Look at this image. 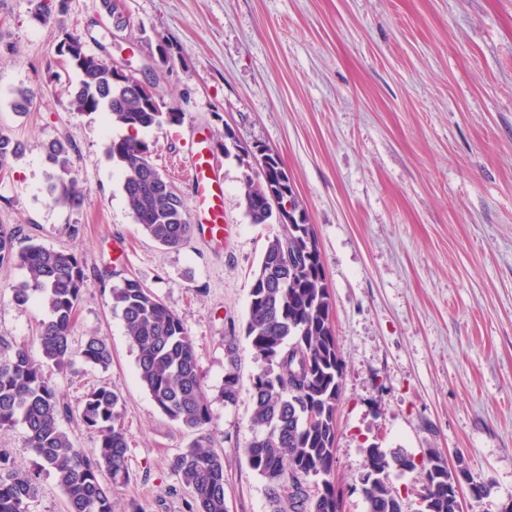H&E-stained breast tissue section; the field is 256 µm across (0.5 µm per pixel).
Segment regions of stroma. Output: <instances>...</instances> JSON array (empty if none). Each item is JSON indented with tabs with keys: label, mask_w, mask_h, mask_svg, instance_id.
<instances>
[{
	"label": "stroma",
	"mask_w": 512,
	"mask_h": 512,
	"mask_svg": "<svg viewBox=\"0 0 512 512\" xmlns=\"http://www.w3.org/2000/svg\"><path fill=\"white\" fill-rule=\"evenodd\" d=\"M37 3L0 0V132L23 148L0 170V225L16 249L36 242L83 261L74 336H104L112 364L78 359L51 377L74 406L104 380L125 398L130 480L113 512L133 501L144 512H187L191 499L172 460L193 436L140 385L136 351L111 310V289L127 278L185 320L230 512H272L244 455L259 363L240 330L253 273L281 227L249 222L245 169L219 153L233 244L196 234L165 249L143 234L106 156L125 131L106 113L68 111L77 77L58 53L60 30L33 20ZM67 9L70 24L92 28L86 51L106 61L137 72L168 47L158 90L184 118L142 136L185 201L193 190L175 166L198 137L215 141L229 124L280 157L315 230L345 363L335 475L345 512H366L373 445L418 460L441 449L493 483L469 512H501L512 502V0H122L117 44L101 0H67ZM19 88L35 92L23 113L13 107ZM59 136L88 194L78 210L46 193V146ZM26 278L19 265L0 266V340L33 346L47 311L13 301L11 286ZM231 366L232 405L220 395Z\"/></svg>",
	"instance_id": "obj_1"
}]
</instances>
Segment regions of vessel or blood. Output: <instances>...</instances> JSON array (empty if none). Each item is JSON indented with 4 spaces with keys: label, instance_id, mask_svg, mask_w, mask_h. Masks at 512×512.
I'll use <instances>...</instances> for the list:
<instances>
[{
    "label": "vessel or blood",
    "instance_id": "1",
    "mask_svg": "<svg viewBox=\"0 0 512 512\" xmlns=\"http://www.w3.org/2000/svg\"><path fill=\"white\" fill-rule=\"evenodd\" d=\"M187 177L194 189V214L211 240L229 245L236 235V227L230 224L224 212V182L216 173L211 153L201 143H193Z\"/></svg>",
    "mask_w": 512,
    "mask_h": 512
}]
</instances>
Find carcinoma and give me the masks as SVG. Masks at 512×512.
Wrapping results in <instances>:
<instances>
[{
    "label": "carcinoma",
    "instance_id": "1",
    "mask_svg": "<svg viewBox=\"0 0 512 512\" xmlns=\"http://www.w3.org/2000/svg\"><path fill=\"white\" fill-rule=\"evenodd\" d=\"M35 15L37 22L54 21L64 38L59 52L77 75L68 91L72 112H107L112 124L131 134L112 139L109 160L123 173V191L141 231L164 248H178L193 234L189 212L177 187L154 165V145L138 131L179 123L183 113L166 108L143 88L112 80V64L92 55L89 62L81 37L69 31L58 2ZM215 149L238 159L248 148L227 136ZM73 146L52 141L47 159L52 171L47 192L52 203L79 209L85 193L73 172ZM19 155V148L0 133V169ZM265 166L244 173V207L255 225L279 224L280 235L269 239L250 289L248 315L242 332L260 361L253 377L252 425L259 434L245 448L249 467L265 482L273 512H336V412L341 395L344 360L330 317V295L314 227L299 208L279 157L264 149ZM278 206L269 204L270 193ZM15 263L28 279L11 287L12 299H32L47 309L36 357L26 344L11 347L0 359V430L22 426L34 454L33 468L19 471L11 456L0 451V512H30L40 495V476L54 477L62 491L65 512H113L112 500L129 480L128 435L121 423L125 402L109 382L88 390L80 401V420L99 434L91 452L75 446L62 427L71 407L48 374L63 371L78 356L103 370L112 364V350L91 333L74 346L73 329L87 276L73 252L32 243L14 251L13 233L0 226V265ZM112 311L121 315L137 351L141 386L159 410L197 438L174 457L172 468L192 492L188 512H228L224 492V455L209 445L204 430L210 410L193 340L184 319L168 308L137 279L112 288ZM239 378L234 368L224 375V402L234 404ZM368 460L386 458L392 470L417 472L421 483L419 512H457L448 484L457 473L470 474L463 464L448 471L444 452L431 448L420 463L404 452H386L374 445ZM108 480H103V476ZM366 512H404L401 496L389 476L362 486Z\"/></svg>",
    "mask_w": 512,
    "mask_h": 512
}]
</instances>
